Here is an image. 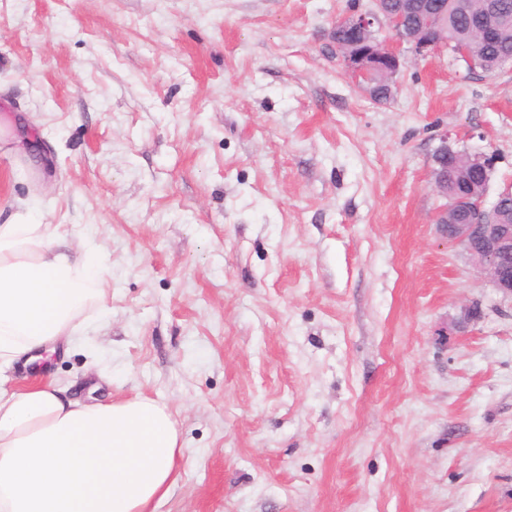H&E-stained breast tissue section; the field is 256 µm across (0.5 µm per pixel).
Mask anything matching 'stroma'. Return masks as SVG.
Listing matches in <instances>:
<instances>
[{
	"instance_id": "1",
	"label": "stroma",
	"mask_w": 512,
	"mask_h": 512,
	"mask_svg": "<svg viewBox=\"0 0 512 512\" xmlns=\"http://www.w3.org/2000/svg\"><path fill=\"white\" fill-rule=\"evenodd\" d=\"M353 3L0 0V113L36 142L0 151V224L104 290L0 387L165 405L156 512H512V301L429 181L445 143L512 185V67L411 58L375 103L327 36Z\"/></svg>"
}]
</instances>
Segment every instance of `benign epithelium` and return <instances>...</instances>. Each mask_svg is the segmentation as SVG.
Returning a JSON list of instances; mask_svg holds the SVG:
<instances>
[{
	"label": "benign epithelium",
	"instance_id": "obj_1",
	"mask_svg": "<svg viewBox=\"0 0 512 512\" xmlns=\"http://www.w3.org/2000/svg\"><path fill=\"white\" fill-rule=\"evenodd\" d=\"M443 8H435L428 0H419L417 22H407L405 16L391 6V0H373L369 10H350L336 20L334 29L343 31L352 43L376 30H386L389 37L384 41L374 40L366 50L354 55L345 49V44H335L346 72L363 89L369 92L372 77L379 68L398 69L405 64L401 47L408 45L417 58L438 55L447 43L438 32ZM478 37L485 41L497 39L503 29V19L498 4L487 0L473 26ZM442 144L432 156L430 180L432 189L447 199V203L435 212L434 224L441 238L458 245L467 253L473 265L484 273L492 287L504 298H512V224L485 223L481 217L499 208V201L512 195V186L503 189L496 201L487 203L486 194H459L448 180V172L438 168L448 163V133L441 135ZM483 311L481 304L473 301L466 305L453 328L460 331L479 321Z\"/></svg>",
	"mask_w": 512,
	"mask_h": 512
}]
</instances>
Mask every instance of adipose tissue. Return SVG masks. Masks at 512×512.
Returning a JSON list of instances; mask_svg holds the SVG:
<instances>
[{
  "label": "adipose tissue",
  "instance_id": "adipose-tissue-1",
  "mask_svg": "<svg viewBox=\"0 0 512 512\" xmlns=\"http://www.w3.org/2000/svg\"><path fill=\"white\" fill-rule=\"evenodd\" d=\"M100 277L45 225L0 224V366L72 338ZM181 452L171 413L145 398L87 404L42 382L0 393V512H155Z\"/></svg>",
  "mask_w": 512,
  "mask_h": 512
}]
</instances>
